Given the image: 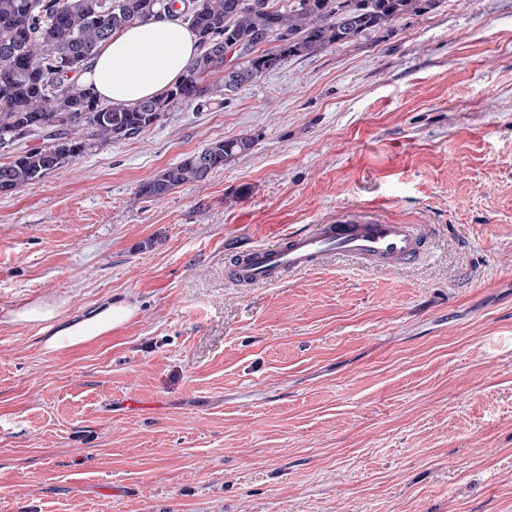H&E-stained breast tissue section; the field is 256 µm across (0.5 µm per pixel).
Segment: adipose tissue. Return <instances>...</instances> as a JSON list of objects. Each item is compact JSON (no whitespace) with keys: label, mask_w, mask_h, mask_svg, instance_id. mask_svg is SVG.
<instances>
[{"label":"adipose tissue","mask_w":512,"mask_h":512,"mask_svg":"<svg viewBox=\"0 0 512 512\" xmlns=\"http://www.w3.org/2000/svg\"><path fill=\"white\" fill-rule=\"evenodd\" d=\"M199 53L196 34L171 19L152 20L115 30L96 49L81 84L94 86L114 104H130L161 96L186 73ZM56 302L35 300L11 311L10 323L40 325L45 347L55 351L77 347L126 323L135 309L126 302H108L90 314L60 320Z\"/></svg>","instance_id":"adipose-tissue-1"}]
</instances>
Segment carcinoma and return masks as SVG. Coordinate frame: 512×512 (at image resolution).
I'll return each instance as SVG.
<instances>
[{
    "mask_svg": "<svg viewBox=\"0 0 512 512\" xmlns=\"http://www.w3.org/2000/svg\"><path fill=\"white\" fill-rule=\"evenodd\" d=\"M180 19L198 36L201 51L183 79L159 98L105 105L70 75L87 68L112 32L175 11L176 0H0V195L72 162L103 143L131 139L160 123L174 102L202 101L252 83L291 57L315 55L340 43L383 38L405 16L432 11L439 0H182ZM240 47L237 70L209 52L215 40ZM274 43L270 48L262 45ZM41 137L44 147L25 143ZM256 139H219L139 184L137 195L158 200L205 180L249 154Z\"/></svg>",
    "mask_w": 512,
    "mask_h": 512,
    "instance_id": "carcinoma-1",
    "label": "carcinoma"
}]
</instances>
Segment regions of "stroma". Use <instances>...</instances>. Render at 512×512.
<instances>
[{"label": "stroma", "instance_id": "35a3bbf8", "mask_svg": "<svg viewBox=\"0 0 512 512\" xmlns=\"http://www.w3.org/2000/svg\"><path fill=\"white\" fill-rule=\"evenodd\" d=\"M361 205L430 254L225 281L229 249ZM39 298L136 313L49 351L4 320ZM0 512H512V0H441L1 195ZM255 142L256 139L250 135L214 140L203 149L167 166L152 179L139 184L136 194L142 198L158 200L180 186L203 181L231 160L249 154Z\"/></svg>", "mask_w": 512, "mask_h": 512}]
</instances>
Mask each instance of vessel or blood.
<instances>
[{
	"instance_id": "b4317fda",
	"label": "vessel or blood",
	"mask_w": 512,
	"mask_h": 512,
	"mask_svg": "<svg viewBox=\"0 0 512 512\" xmlns=\"http://www.w3.org/2000/svg\"><path fill=\"white\" fill-rule=\"evenodd\" d=\"M427 251L428 235L422 225L397 223L375 208L359 206L288 231L275 242L233 252L224 277L242 287L272 285L284 272L306 271L333 256L393 269L416 264Z\"/></svg>"
}]
</instances>
